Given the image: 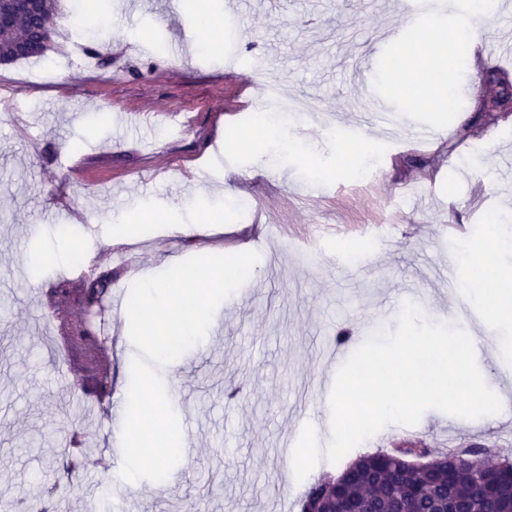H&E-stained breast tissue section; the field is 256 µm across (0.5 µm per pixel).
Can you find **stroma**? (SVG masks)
<instances>
[{"label": "stroma", "instance_id": "obj_1", "mask_svg": "<svg viewBox=\"0 0 512 512\" xmlns=\"http://www.w3.org/2000/svg\"><path fill=\"white\" fill-rule=\"evenodd\" d=\"M59 0L48 59L73 56L69 26L86 29L101 53L34 85L23 60L0 64V512L12 506L88 512L121 494L129 512H288L307 483L403 440L437 449L477 443L512 459V419H464L427 411L411 434L390 425L352 449L344 463L322 461L296 483L279 444L296 431L297 407L320 394L323 347L345 333L359 347L396 328L399 291L421 286L429 307L448 305L434 264L449 251L512 240V207L500 191L512 172V118L476 120L474 101L437 111L401 90L392 56L421 36L382 0H241L211 38L194 0ZM259 64L256 83L278 92L263 104L278 117L283 97L320 102L293 119L291 139L306 156L262 139L249 145L252 112H230L236 84L224 56ZM368 60L364 80L354 59ZM385 99L403 121L386 131L360 124L362 102ZM166 111L190 113L193 130L168 131ZM432 130L418 146L411 128ZM264 164H256L257 156ZM79 216L44 221L57 192ZM182 224L174 232L170 223ZM131 227L126 263L110 242ZM261 232L255 273L217 309L206 344L161 369L191 452L161 482L129 490L119 467H66L62 434L120 457L100 402L126 399L136 349L127 318L87 376L53 342L65 320L90 327L103 301L143 270L199 254L239 252L250 225ZM448 225L440 234L438 225Z\"/></svg>", "mask_w": 512, "mask_h": 512}]
</instances>
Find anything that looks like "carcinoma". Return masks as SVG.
Here are the masks:
<instances>
[{
    "instance_id": "1",
    "label": "carcinoma",
    "mask_w": 512,
    "mask_h": 512,
    "mask_svg": "<svg viewBox=\"0 0 512 512\" xmlns=\"http://www.w3.org/2000/svg\"><path fill=\"white\" fill-rule=\"evenodd\" d=\"M57 0H43L40 12L30 0H3L0 4V52L4 63L40 58L48 47L11 57L7 49L19 40L38 43L44 29L55 32ZM479 117L497 120L496 113L512 98V77L487 67L482 71ZM471 449L432 453L407 446L363 454L350 463L341 478L331 484L319 480L297 501L298 512H344L357 503L362 512H439L452 503L457 512H512V464L500 465L498 474H488L462 462Z\"/></svg>"
}]
</instances>
